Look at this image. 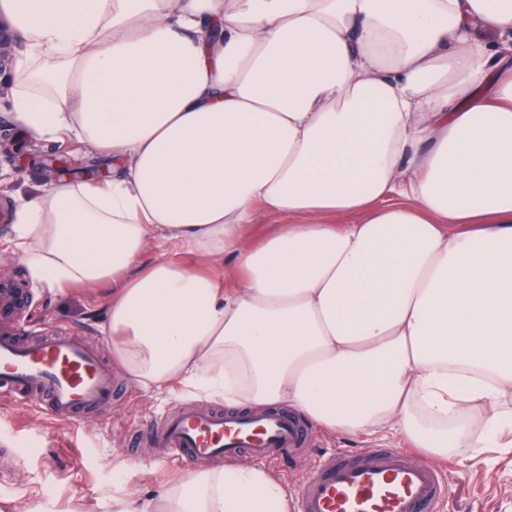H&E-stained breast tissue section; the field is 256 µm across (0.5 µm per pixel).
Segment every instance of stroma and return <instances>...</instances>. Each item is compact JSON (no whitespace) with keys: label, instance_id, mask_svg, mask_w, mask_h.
Returning a JSON list of instances; mask_svg holds the SVG:
<instances>
[{"label":"stroma","instance_id":"obj_1","mask_svg":"<svg viewBox=\"0 0 512 512\" xmlns=\"http://www.w3.org/2000/svg\"><path fill=\"white\" fill-rule=\"evenodd\" d=\"M7 47V57H0V172L9 182L0 187V207H19L23 200L47 187L48 164L52 161L71 163L72 172L62 176L71 184L91 178L98 182L111 179V160L76 137L34 140L11 123L10 89L22 47L14 40ZM14 241V224L0 223V275L28 280L32 290V302L23 318L26 328L36 333L47 329L79 335L104 359H111L112 349L100 332L107 316L110 288L50 292L33 280ZM201 401V396L178 387L161 393L146 392L127 383L123 398L77 427L53 421L22 405L0 403V448L12 444L26 449L21 467L0 469V512H27L37 503L43 504L46 512H111L101 494L112 487L135 489L144 496L156 494L183 469L163 460L146 433L156 420ZM311 433L306 454L269 468L294 492L330 450L358 452L399 444L397 438L387 434L356 438L317 427ZM467 454V449L454 448L440 463L447 471L449 490L439 512H512V447L485 449L479 462L460 466V459ZM118 456L134 464L146 463L148 469L117 472L113 460Z\"/></svg>","mask_w":512,"mask_h":512}]
</instances>
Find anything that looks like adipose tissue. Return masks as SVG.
<instances>
[{
    "mask_svg": "<svg viewBox=\"0 0 512 512\" xmlns=\"http://www.w3.org/2000/svg\"><path fill=\"white\" fill-rule=\"evenodd\" d=\"M12 118L113 158L16 212L45 288L112 286L146 390L287 406L427 459L512 447V0H0ZM281 217L247 241L260 212ZM171 255L140 259L150 244ZM112 512H291L246 461Z\"/></svg>",
    "mask_w": 512,
    "mask_h": 512,
    "instance_id": "ef3b65f1",
    "label": "adipose tissue"
}]
</instances>
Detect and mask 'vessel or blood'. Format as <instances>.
<instances>
[{
  "label": "vessel or blood",
  "instance_id": "obj_1",
  "mask_svg": "<svg viewBox=\"0 0 512 512\" xmlns=\"http://www.w3.org/2000/svg\"><path fill=\"white\" fill-rule=\"evenodd\" d=\"M23 295L0 290V398L75 425L111 405L112 367L75 336L22 339L16 313ZM152 443L173 459L203 466L247 451L263 458L304 448L308 432L284 410L261 413L186 407L157 423ZM448 494L441 469L419 464L401 448L355 456L329 453L296 495L297 512H435Z\"/></svg>",
  "mask_w": 512,
  "mask_h": 512
}]
</instances>
